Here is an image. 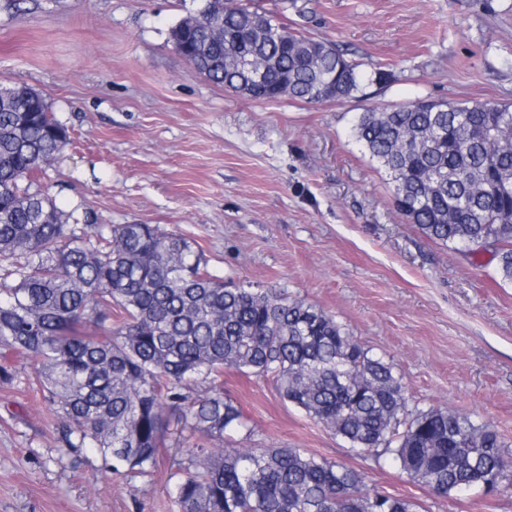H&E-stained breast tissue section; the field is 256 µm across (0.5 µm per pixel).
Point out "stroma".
Segmentation results:
<instances>
[{
    "mask_svg": "<svg viewBox=\"0 0 512 512\" xmlns=\"http://www.w3.org/2000/svg\"><path fill=\"white\" fill-rule=\"evenodd\" d=\"M204 0H0V81L46 95L70 142L37 189L101 224H153L194 242L215 274L317 304L385 356L408 408L491 422L512 454V282L490 252L432 242L395 210L387 177L356 142L372 107L418 99L512 104V0H255L259 11L347 49L391 78L365 96L256 101L208 81L171 30ZM0 382V512H177L171 436L157 470L102 472L62 451L33 361ZM248 420L238 445L304 448L367 472L418 512H512V494H430L388 456L361 457L271 381L228 371Z\"/></svg>",
    "mask_w": 512,
    "mask_h": 512,
    "instance_id": "obj_1",
    "label": "stroma"
}]
</instances>
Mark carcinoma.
I'll list each match as a JSON object with an SVG mask.
<instances>
[{
    "label": "carcinoma",
    "instance_id": "obj_1",
    "mask_svg": "<svg viewBox=\"0 0 512 512\" xmlns=\"http://www.w3.org/2000/svg\"><path fill=\"white\" fill-rule=\"evenodd\" d=\"M171 39L189 44V64L207 80L259 101L341 102L390 77L247 0H204ZM240 53L254 57L263 81L224 63ZM510 118L512 105L420 99L361 113L353 134L389 176L409 223L472 253L487 241L512 281ZM67 144L42 92L0 83V380L15 379L9 355L38 362L28 382L50 405L61 447L92 449L111 473L150 474L178 417L199 434L181 449L178 512H418L345 462L224 444L246 427L224 393V370L235 369L273 380L281 398L356 454L391 456L437 497L512 492V456L491 424L447 407L410 412L392 365L320 307L224 281L179 232L89 215L70 227L28 183ZM200 380L207 390L188 401L185 390Z\"/></svg>",
    "mask_w": 512,
    "mask_h": 512
}]
</instances>
